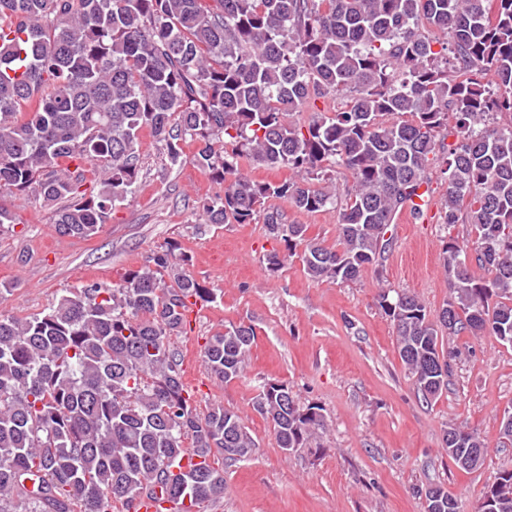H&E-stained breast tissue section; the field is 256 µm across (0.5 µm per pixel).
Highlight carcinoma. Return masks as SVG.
<instances>
[{"label":"carcinoma","instance_id":"carcinoma-1","mask_svg":"<svg viewBox=\"0 0 512 512\" xmlns=\"http://www.w3.org/2000/svg\"><path fill=\"white\" fill-rule=\"evenodd\" d=\"M327 96L341 107L292 120ZM144 128L172 166L183 138L199 143L194 163L224 184L202 223L262 224L286 250L266 255L271 271L296 256L321 282L357 280L390 248L400 213L424 217L415 199L444 155L441 223L471 225L474 255L444 242L450 297L438 313L409 292L381 293L380 307L426 400L448 387L444 335L488 331L512 345V0H0V185L36 191L57 206L59 234L91 238L137 191ZM61 159L75 169L57 168ZM243 159L293 179L257 182ZM338 166L353 178L343 196ZM270 199L338 210L336 245L307 238ZM187 262L168 243L117 286L0 314V512H140L146 495L203 512L224 498L218 460L244 461L257 442L236 412L200 413L182 381L173 338L212 301ZM473 262L490 280L472 275ZM254 338L245 324L211 336L210 375L241 378ZM253 408L284 450L324 426L322 408L283 383L263 385ZM443 442L461 470L487 455L469 458L483 441L463 426ZM188 453L198 462L183 465ZM425 499V512H460L441 486ZM478 505L512 512V467Z\"/></svg>","mask_w":512,"mask_h":512}]
</instances>
